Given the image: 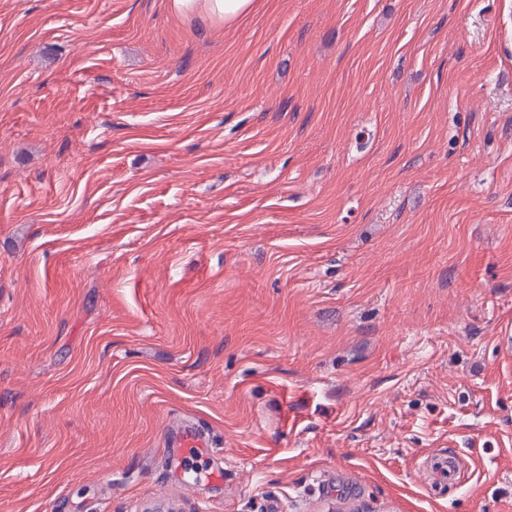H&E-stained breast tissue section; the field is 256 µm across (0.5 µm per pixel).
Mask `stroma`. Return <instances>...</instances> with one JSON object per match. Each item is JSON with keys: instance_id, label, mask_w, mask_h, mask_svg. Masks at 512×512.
<instances>
[{"instance_id": "1", "label": "stroma", "mask_w": 512, "mask_h": 512, "mask_svg": "<svg viewBox=\"0 0 512 512\" xmlns=\"http://www.w3.org/2000/svg\"><path fill=\"white\" fill-rule=\"evenodd\" d=\"M508 325L512 0H0V512H512ZM262 0H168L170 12L187 21L231 27L261 8ZM199 426L194 424H184L176 432L173 446L181 448V459L190 454L193 448H206L207 443L199 431Z\"/></svg>"}]
</instances>
